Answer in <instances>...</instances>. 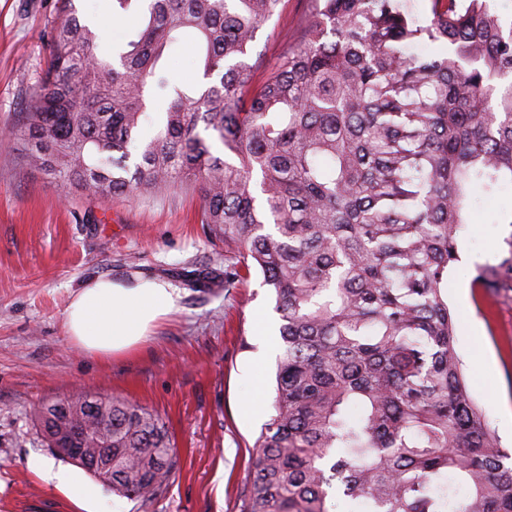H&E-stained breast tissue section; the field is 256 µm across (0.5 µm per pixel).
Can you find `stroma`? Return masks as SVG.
<instances>
[{
  "label": "stroma",
  "mask_w": 512,
  "mask_h": 512,
  "mask_svg": "<svg viewBox=\"0 0 512 512\" xmlns=\"http://www.w3.org/2000/svg\"><path fill=\"white\" fill-rule=\"evenodd\" d=\"M101 26L104 56L124 44L136 16L119 21L112 0H75ZM58 0H0V512H78L29 467L52 461L33 439L35 404L69 397H123L156 411L177 448L164 497L144 504L104 489L114 512H238L253 445L271 412L279 353L274 299L253 275L224 286V245L200 222L194 184L162 194L109 200L28 167L14 137L31 93L43 82ZM307 0H282L280 16L257 32L254 54L269 62L299 35ZM512 188L459 233L468 261L448 277V305L459 317L455 347L473 394L512 454V297L475 306L476 265L491 260L512 227ZM109 275L170 283L176 308L131 352L101 360L66 340L64 312L88 279ZM265 319L269 335L256 333Z\"/></svg>",
  "instance_id": "35a3bbf8"
}]
</instances>
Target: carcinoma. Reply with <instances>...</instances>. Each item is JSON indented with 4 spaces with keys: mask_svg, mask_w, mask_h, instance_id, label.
<instances>
[{
    "mask_svg": "<svg viewBox=\"0 0 512 512\" xmlns=\"http://www.w3.org/2000/svg\"><path fill=\"white\" fill-rule=\"evenodd\" d=\"M43 85L17 135L27 166L99 198L195 183L201 223L262 275L280 320L273 413L239 512H512V465L455 348L448 274L477 204L512 187V18L490 0H307L264 72L259 27L281 0L140 5L118 56L59 0ZM194 37L206 83L160 60ZM224 148L219 156L201 132ZM474 297L512 292V233ZM112 492L149 502L177 467L153 410L67 398ZM39 403L35 440L51 447Z\"/></svg>",
    "mask_w": 512,
    "mask_h": 512,
    "instance_id": "obj_1",
    "label": "carcinoma"
}]
</instances>
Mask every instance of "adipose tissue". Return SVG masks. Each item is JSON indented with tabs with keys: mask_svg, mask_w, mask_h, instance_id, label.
<instances>
[{
	"mask_svg": "<svg viewBox=\"0 0 512 512\" xmlns=\"http://www.w3.org/2000/svg\"><path fill=\"white\" fill-rule=\"evenodd\" d=\"M174 306V290L165 281L145 278L119 284L95 277L78 288L65 310L66 337L87 355L108 359L141 342L152 324ZM30 466L37 475H51L79 512H111L78 470L60 468L50 474L40 459L32 460Z\"/></svg>",
	"mask_w": 512,
	"mask_h": 512,
	"instance_id": "1",
	"label": "adipose tissue"
}]
</instances>
